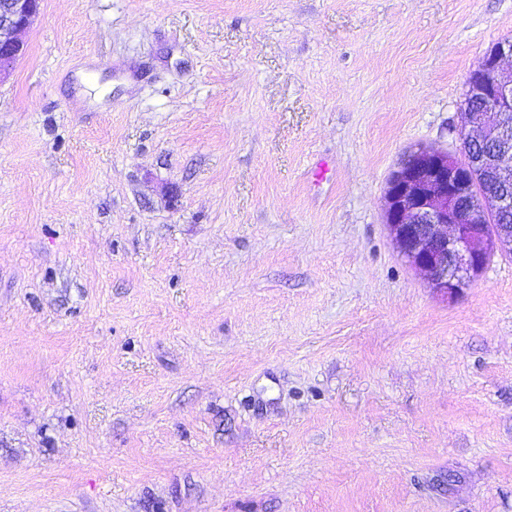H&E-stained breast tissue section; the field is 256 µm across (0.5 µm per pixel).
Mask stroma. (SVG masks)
I'll list each match as a JSON object with an SVG mask.
<instances>
[{"mask_svg":"<svg viewBox=\"0 0 512 512\" xmlns=\"http://www.w3.org/2000/svg\"><path fill=\"white\" fill-rule=\"evenodd\" d=\"M512 0H42L0 83V512H512V254L383 223Z\"/></svg>","mask_w":512,"mask_h":512,"instance_id":"stroma-1","label":"stroma"}]
</instances>
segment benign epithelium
<instances>
[{
    "mask_svg": "<svg viewBox=\"0 0 512 512\" xmlns=\"http://www.w3.org/2000/svg\"><path fill=\"white\" fill-rule=\"evenodd\" d=\"M40 0H0V80L27 50L26 35ZM512 40L494 44L470 71L464 100L467 125L455 154L421 148L393 172L385 192V224L409 264L439 291L471 286L496 252L512 254V232L500 225L512 212L506 176L512 167V80L501 63Z\"/></svg>",
    "mask_w": 512,
    "mask_h": 512,
    "instance_id": "7a95c632",
    "label": "benign epithelium"
}]
</instances>
